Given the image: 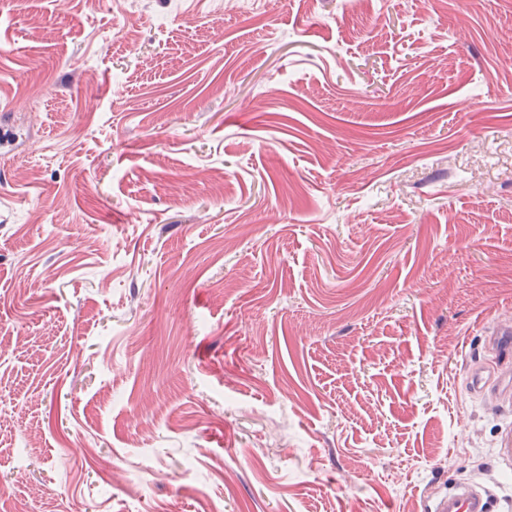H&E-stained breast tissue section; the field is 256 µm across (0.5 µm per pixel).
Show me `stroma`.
<instances>
[{
  "label": "stroma",
  "instance_id": "stroma-1",
  "mask_svg": "<svg viewBox=\"0 0 512 512\" xmlns=\"http://www.w3.org/2000/svg\"><path fill=\"white\" fill-rule=\"evenodd\" d=\"M509 319L512 0H0V512H512ZM486 504L478 492L460 488L436 500L431 512H487Z\"/></svg>",
  "mask_w": 512,
  "mask_h": 512
}]
</instances>
